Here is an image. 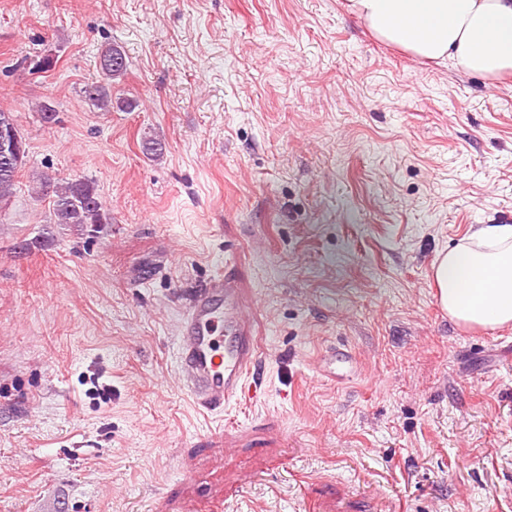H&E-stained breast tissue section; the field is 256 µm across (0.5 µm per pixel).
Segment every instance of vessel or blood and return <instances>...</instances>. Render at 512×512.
I'll list each match as a JSON object with an SVG mask.
<instances>
[{
	"mask_svg": "<svg viewBox=\"0 0 512 512\" xmlns=\"http://www.w3.org/2000/svg\"><path fill=\"white\" fill-rule=\"evenodd\" d=\"M251 297L230 269H219L188 296L177 326L174 352L178 377L194 408L218 416L238 404L254 383L261 360L254 324L246 310ZM352 354L330 347L317 358L319 374L335 377Z\"/></svg>",
	"mask_w": 512,
	"mask_h": 512,
	"instance_id": "b4317fda",
	"label": "vessel or blood"
}]
</instances>
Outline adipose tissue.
Listing matches in <instances>:
<instances>
[{"mask_svg": "<svg viewBox=\"0 0 512 512\" xmlns=\"http://www.w3.org/2000/svg\"><path fill=\"white\" fill-rule=\"evenodd\" d=\"M380 41L489 79L512 75V0H349ZM435 297L454 322L512 323V224H480L433 264Z\"/></svg>", "mask_w": 512, "mask_h": 512, "instance_id": "adipose-tissue-1", "label": "adipose tissue"}]
</instances>
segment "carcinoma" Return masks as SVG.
Masks as SVG:
<instances>
[{"label": "carcinoma", "mask_w": 512, "mask_h": 512, "mask_svg": "<svg viewBox=\"0 0 512 512\" xmlns=\"http://www.w3.org/2000/svg\"><path fill=\"white\" fill-rule=\"evenodd\" d=\"M125 56L115 46L105 47L100 56L99 75L84 86L85 97L103 112L112 109L130 111L135 102L128 98H112V81L124 75ZM0 129L14 132L22 149V158L11 163L0 156V217L6 216L15 194L16 178L27 165L26 139L14 113L0 111ZM29 187L36 199L48 198L52 203V223L92 228L112 223V214L103 204L94 183L88 179H58L31 172Z\"/></svg>", "instance_id": "1"}]
</instances>
